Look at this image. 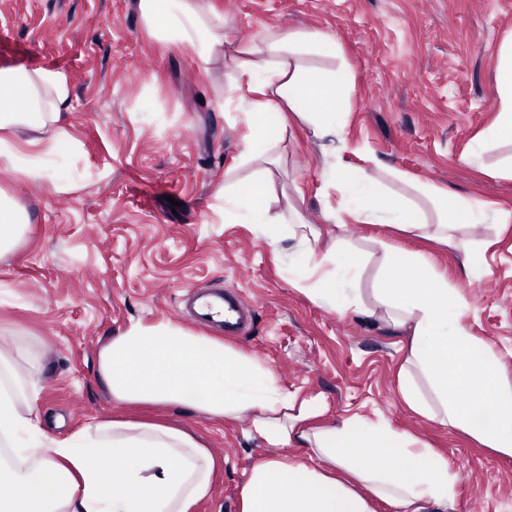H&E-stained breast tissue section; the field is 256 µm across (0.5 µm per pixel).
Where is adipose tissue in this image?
<instances>
[{
	"mask_svg": "<svg viewBox=\"0 0 512 512\" xmlns=\"http://www.w3.org/2000/svg\"><path fill=\"white\" fill-rule=\"evenodd\" d=\"M149 29L189 46L201 62L227 43L197 0H139ZM333 36L321 31L269 30L264 41L240 47L229 99L249 133L237 174L221 194L224 220L253 225L272 244L295 240L289 278L319 306L339 314L365 311L408 336L399 373L403 402L415 413L460 431L478 445L512 458V375L499 354L464 325L457 288L415 253L384 245L376 306L365 307L355 283L360 267L341 242L317 247L319 234L296 207L273 212L267 201L276 160L271 151L295 115L310 131L325 164L324 183L339 196L324 205L326 223L386 224L461 250L468 277L484 268L486 243L459 240L463 227L512 223V210L424 184L420 196L434 209L427 220L414 200L385 195L381 180L348 171L347 114L354 83L346 69L310 65L313 57H339ZM501 101L495 121L470 150L472 166L512 179V154L494 165L486 155L512 144V44L497 69ZM70 99L57 70L0 67V163L33 182L57 184L73 142L61 124ZM26 129L28 149L18 147ZM29 222L27 212L0 191V255L14 250ZM35 364L32 352L0 342V446L16 461L0 464V512H197L213 490L217 461L210 448L184 429L147 421L107 418L68 437L47 435L39 425L37 381L11 384L13 360ZM98 377L124 405H178L210 416L248 418L251 435L279 446L311 449L309 459L288 456L256 463L240 490L239 512H375L373 500L396 512H447L461 474L441 454L406 431L354 415L328 427L313 426L325 411L321 396L283 388L275 372L223 341L170 323H135L99 349ZM56 493L44 498L45 485Z\"/></svg>",
	"mask_w": 512,
	"mask_h": 512,
	"instance_id": "obj_1",
	"label": "adipose tissue"
}]
</instances>
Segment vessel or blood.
<instances>
[{"instance_id":"b4317fda","label":"vessel or blood","mask_w":512,"mask_h":512,"mask_svg":"<svg viewBox=\"0 0 512 512\" xmlns=\"http://www.w3.org/2000/svg\"><path fill=\"white\" fill-rule=\"evenodd\" d=\"M181 314L197 327L214 331L227 339L250 333L256 316L253 303L237 289L188 285L180 298Z\"/></svg>"}]
</instances>
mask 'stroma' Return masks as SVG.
Masks as SVG:
<instances>
[{
  "label": "stroma",
  "mask_w": 512,
  "mask_h": 512,
  "mask_svg": "<svg viewBox=\"0 0 512 512\" xmlns=\"http://www.w3.org/2000/svg\"><path fill=\"white\" fill-rule=\"evenodd\" d=\"M230 41L209 62L150 31L138 0H0V66L50 68L69 81L63 125L78 149L61 188L34 185L0 165V190L30 216L21 244L0 258V337L40 357L36 404L45 432L61 439L122 412L98 379L95 358L130 324H192L177 313L186 286L237 288L256 306L251 333L232 345L272 367L282 387L322 395L325 422L359 415L418 435L463 476L448 512H512V458L414 415L397 373L406 338L377 318L328 311L282 272L280 249L252 225L224 221L216 194L248 128L228 106L235 44L268 27L336 37L355 82L341 160L376 158L414 181L512 209V180L467 163L472 140L500 109L496 71L512 42V0H206ZM269 197L298 204L321 233L360 254L357 282L374 305L383 245L423 254L458 287L469 333L492 344L512 370V223L479 230L484 273L467 278L461 251L377 224L322 223L324 160L293 126L276 148ZM151 416L202 436L224 464L198 512H239L253 464L275 448L244 420L170 405Z\"/></svg>",
  "instance_id": "stroma-1"
}]
</instances>
